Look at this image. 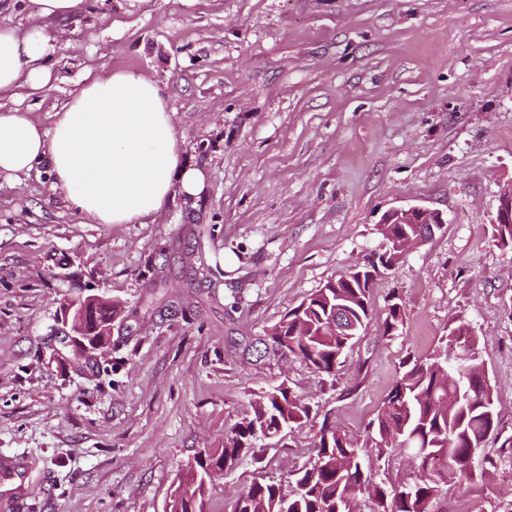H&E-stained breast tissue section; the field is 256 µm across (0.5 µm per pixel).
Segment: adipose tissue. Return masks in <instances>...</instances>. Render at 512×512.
<instances>
[{"mask_svg":"<svg viewBox=\"0 0 512 512\" xmlns=\"http://www.w3.org/2000/svg\"><path fill=\"white\" fill-rule=\"evenodd\" d=\"M53 47L37 28L0 26V99L52 80ZM50 160L51 188L96 224H134L175 196H199L206 175L188 165L165 88L118 69L74 92L43 127L29 111L0 112V178L28 175Z\"/></svg>","mask_w":512,"mask_h":512,"instance_id":"obj_1","label":"adipose tissue"}]
</instances>
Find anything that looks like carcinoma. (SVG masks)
I'll return each mask as SVG.
<instances>
[{
    "label": "carcinoma",
    "mask_w": 512,
    "mask_h": 512,
    "mask_svg": "<svg viewBox=\"0 0 512 512\" xmlns=\"http://www.w3.org/2000/svg\"><path fill=\"white\" fill-rule=\"evenodd\" d=\"M416 224H390L382 237L388 241L389 256L356 264L346 274L327 281L298 306L289 310L261 338L230 339L243 354L259 352L270 342L285 349L317 375L336 376L342 354L353 345L373 319L370 292L378 268L387 267L396 243L407 233L418 239ZM493 238L500 248L512 249V224L493 225ZM404 305L394 294L389 299L383 332L389 336L403 322ZM468 370L457 369L455 354L443 352L428 358L409 357L403 372L388 394L375 432L360 442L345 431L323 423L316 454L290 480L273 478L253 481L236 499L233 512H357V493L372 491L371 512H435L442 491L450 484L461 486L473 472L457 470L448 462L485 447L489 433L496 430L497 413L492 394L448 405V397L470 373L482 372L478 348H469ZM310 407L284 383L250 392L243 416L224 434V445L194 458L202 474H232L256 441L272 438L281 428L309 417ZM420 450L419 470L410 480L395 486L372 483L371 459L400 456ZM177 486L170 495V512H202L210 484Z\"/></svg>",
    "instance_id": "cac0c4a2"
}]
</instances>
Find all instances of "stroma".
<instances>
[{
  "instance_id": "35a3bbf8",
  "label": "stroma",
  "mask_w": 512,
  "mask_h": 512,
  "mask_svg": "<svg viewBox=\"0 0 512 512\" xmlns=\"http://www.w3.org/2000/svg\"><path fill=\"white\" fill-rule=\"evenodd\" d=\"M42 24V95L14 106L51 125L86 76L141 71L165 86L184 158L204 191L141 224H91L49 189V162L0 180V454L27 461L35 512H164L184 465L222 447L252 390L287 382L311 408L257 441L204 512H233L252 481L286 479L323 422L365 437L402 362L467 324L498 428L474 478L441 512H512V251L492 241L512 181V0H84ZM445 218L376 280V317L335 382L300 361L242 358L328 280L382 253L389 209ZM232 265H222L223 257ZM120 303L112 345L83 373L47 347L61 300ZM404 323L384 335L391 295Z\"/></svg>"
}]
</instances>
